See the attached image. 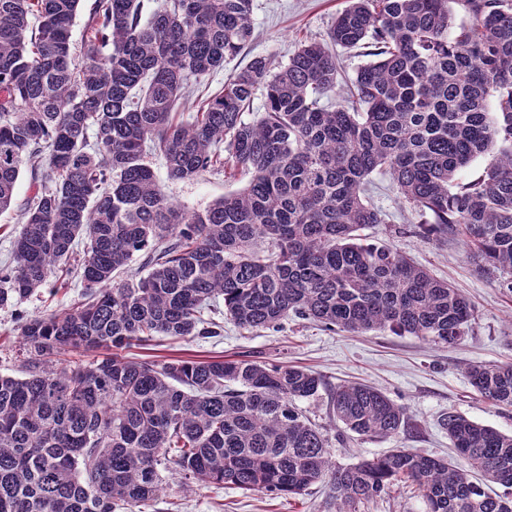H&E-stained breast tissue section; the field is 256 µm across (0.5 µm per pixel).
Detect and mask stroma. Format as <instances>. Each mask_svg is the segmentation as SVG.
Returning <instances> with one entry per match:
<instances>
[{
    "label": "stroma",
    "instance_id": "stroma-1",
    "mask_svg": "<svg viewBox=\"0 0 512 512\" xmlns=\"http://www.w3.org/2000/svg\"><path fill=\"white\" fill-rule=\"evenodd\" d=\"M348 0H254V38L239 56L214 72L196 93L205 97L220 91L228 75L253 58L265 57L274 66L285 65L301 43L322 41ZM158 184L173 202L202 209L224 195L241 190L247 179L233 170L210 171L193 180L173 181L163 158H149ZM368 197L385 221L363 230L374 244H391L415 263L447 280L475 306L476 313L461 342L444 348L414 336L388 330L350 334L319 324L288 319L274 329L245 330L225 323L224 333L208 339L173 340L156 337L152 346L133 350V357L196 356L202 359L235 357L266 363H288L320 373L326 391L300 402L299 407L321 425L337 464L348 466L396 448L453 458L454 450L441 420L456 411L481 424L512 433V407L482 398L465 374L469 363H512V292L498 274L478 269L466 258L460 240L426 237L425 219L409 207L393 188L388 174L369 177ZM83 285L72 277L67 288L45 289L0 308V373L24 376L23 346L18 328L26 318L67 308L81 298ZM364 383L382 390L410 416L411 430L385 440H367L343 432L329 405L328 389L344 383ZM150 512H328L329 486L318 482L298 496L246 493L230 486L187 489L177 476ZM359 512H424L422 493L400 483L387 494L361 505Z\"/></svg>",
    "mask_w": 512,
    "mask_h": 512
}]
</instances>
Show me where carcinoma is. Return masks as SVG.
Masks as SVG:
<instances>
[{"instance_id":"cac0c4a2","label":"carcinoma","mask_w":512,"mask_h":512,"mask_svg":"<svg viewBox=\"0 0 512 512\" xmlns=\"http://www.w3.org/2000/svg\"><path fill=\"white\" fill-rule=\"evenodd\" d=\"M451 3L469 22L454 26ZM79 4L0 0V213L23 171L34 189L12 261L0 265V307L45 287L85 242L82 300L26 319L25 376L0 374V512H145L168 489L164 468L188 487L273 496L326 479L332 512H357L400 482L422 491L424 512H512V434L450 410L442 426L458 460L395 449L340 466L297 405L323 389L318 373L121 354L154 336L220 335L204 317L219 299L246 329L294 316L457 345L469 300L396 247L362 238L384 223L366 200L368 177L385 171L429 216L427 236L454 234L512 290V0H351L327 41L301 44L275 72L254 58L188 120L177 102L251 42L253 0H159L148 19L143 0H96L77 60ZM336 47L371 57L344 95ZM260 87L263 113L249 121ZM153 153L172 180L228 165L247 186L201 210L174 203ZM478 158L483 171L458 181ZM142 251L148 271L121 278ZM465 371L481 397L512 407V364ZM330 400L362 438L411 426L371 385H339ZM475 471L503 493H485Z\"/></svg>"}]
</instances>
